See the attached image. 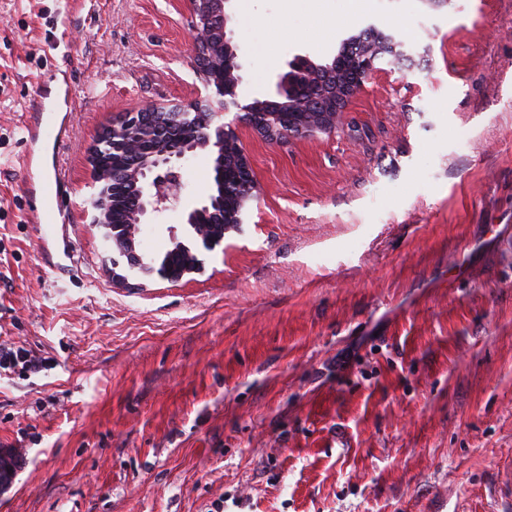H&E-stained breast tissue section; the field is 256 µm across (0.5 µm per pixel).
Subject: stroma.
Here are the masks:
<instances>
[{"mask_svg":"<svg viewBox=\"0 0 512 512\" xmlns=\"http://www.w3.org/2000/svg\"><path fill=\"white\" fill-rule=\"evenodd\" d=\"M227 11L241 80L218 120L257 197L206 250L183 208L211 153L183 161L182 207L136 235L198 255L172 283L117 260L87 157L121 114L206 96L189 0H0V345L45 360L0 374V512H512V0H253L251 28ZM298 16L310 32L256 52ZM370 25L404 57L339 130L236 123L295 56ZM41 103L63 125L33 144Z\"/></svg>","mask_w":512,"mask_h":512,"instance_id":"1","label":"stroma"}]
</instances>
